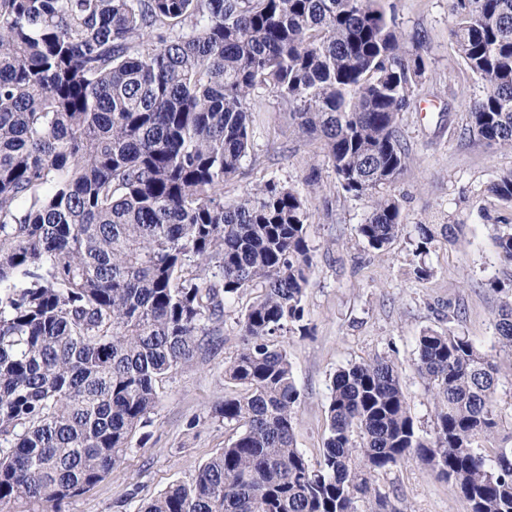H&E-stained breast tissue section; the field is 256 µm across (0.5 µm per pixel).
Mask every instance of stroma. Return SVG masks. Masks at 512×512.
<instances>
[{"instance_id":"stroma-1","label":"stroma","mask_w":512,"mask_h":512,"mask_svg":"<svg viewBox=\"0 0 512 512\" xmlns=\"http://www.w3.org/2000/svg\"><path fill=\"white\" fill-rule=\"evenodd\" d=\"M406 44L420 45L428 71L400 125L411 160L389 192L401 205L406 230L386 252L369 249L357 235L366 203L344 193L320 140L304 134L292 107L275 93L254 92L251 148L238 175L224 185L231 203L273 179L295 185L307 203V241L314 270L302 305L307 336L284 343L300 391L294 420L297 448L319 460L328 434L329 385L351 363L389 358L421 432L434 428L435 405L416 371V338L426 329L469 337L512 373V354L495 338L502 292L512 288V266L500 263L491 236L494 223L512 222V208L488 191L512 172V148L470 136L468 108L487 91L457 56L450 37L448 0H385ZM417 224H456L457 244L434 242L426 257L433 274L414 273ZM497 280L500 291L489 288ZM261 287L244 292L224 313L209 346L166 378L151 416V439L133 449L110 476L65 504V512H138L176 481L195 478L231 436L215 407L234 390L224 368L240 346L237 319ZM380 493L398 512H469L467 502L431 470L404 461L380 472Z\"/></svg>"}]
</instances>
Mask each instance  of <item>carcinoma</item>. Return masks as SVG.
I'll use <instances>...</instances> for the list:
<instances>
[{
  "instance_id": "obj_1",
  "label": "carcinoma",
  "mask_w": 512,
  "mask_h": 512,
  "mask_svg": "<svg viewBox=\"0 0 512 512\" xmlns=\"http://www.w3.org/2000/svg\"><path fill=\"white\" fill-rule=\"evenodd\" d=\"M449 2L455 52L487 85L469 131L512 147V0ZM425 72L383 0H0L1 509L62 512L135 435L145 447L163 380L260 284L225 367L239 390L215 408L233 436L139 512H393L374 477L410 458L470 512H512V448L476 449L497 431L502 376L451 330L417 341L432 433L378 357L334 375L320 460L296 448L300 392L280 338L307 334L305 200L270 179L224 203L250 96L268 89L367 201L357 233L385 251L406 225L382 189L409 159L400 116ZM489 191L512 206V172ZM415 231L418 257L458 241L451 224ZM493 232L512 266V224ZM495 330L512 353V293Z\"/></svg>"
}]
</instances>
